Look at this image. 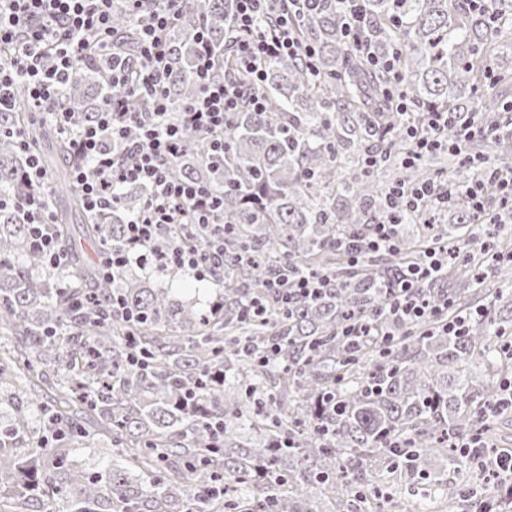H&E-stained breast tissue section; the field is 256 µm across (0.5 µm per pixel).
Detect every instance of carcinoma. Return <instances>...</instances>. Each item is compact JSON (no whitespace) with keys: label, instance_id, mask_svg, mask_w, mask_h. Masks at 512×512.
Instances as JSON below:
<instances>
[{"label":"carcinoma","instance_id":"obj_1","mask_svg":"<svg viewBox=\"0 0 512 512\" xmlns=\"http://www.w3.org/2000/svg\"><path fill=\"white\" fill-rule=\"evenodd\" d=\"M360 38L400 72L412 112L481 113L494 125L512 120V101L495 82L508 75L499 61L512 52V19L494 18L503 0H365ZM236 0H190L164 33L171 117L196 93L202 43L219 58L216 75L237 72L227 38ZM293 31L315 49L313 65L295 57L266 64L265 110L243 105L224 130V157H209L190 136L172 178L196 182L223 200L224 278L215 280L219 309H198L169 288H153L125 270L124 304L137 319L110 318L112 280L97 273L83 250L117 244L147 190L123 184L97 214L84 208L69 167L42 150L47 131L24 110L0 112V330L15 343L0 348V512H385L375 477L383 468L412 475L433 454L459 467L457 445L483 438L484 411L498 396L500 347L512 340V291L506 267L489 276L498 244L462 250L475 238L470 199L448 204L452 224H425L406 214L398 252L364 251L349 263L341 247L361 244L387 211L388 190L443 174L462 187L482 177L457 162L450 171L432 157L402 162L405 116L381 100L383 72L346 48L344 8L336 0L290 6ZM135 19L115 3L112 28L125 35ZM111 59L79 62L57 108L82 123L102 111L111 89ZM28 128L22 150L10 130ZM497 167L512 173V134L492 144ZM53 182L45 191L60 247L61 271L47 268L31 246L28 217L17 201L30 153ZM377 157L366 168L364 158ZM180 233L208 250L206 233ZM446 249L448 265L422 285L446 310L433 319L398 323L385 312L384 285L430 250ZM253 256L249 265L234 255ZM276 270L330 280L314 300L284 306L268 296ZM267 300L262 316L249 303ZM471 317L454 336L443 325ZM356 320L393 334L381 349L367 337L342 335ZM267 360L246 355L243 346ZM146 361L133 365V354ZM112 438V459L100 470L77 467L57 444L85 445L95 433ZM448 508L477 503L485 489L448 486Z\"/></svg>","mask_w":512,"mask_h":512}]
</instances>
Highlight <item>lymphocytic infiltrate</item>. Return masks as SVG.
Listing matches in <instances>:
<instances>
[{
  "label": "lymphocytic infiltrate",
  "instance_id": "obj_1",
  "mask_svg": "<svg viewBox=\"0 0 512 512\" xmlns=\"http://www.w3.org/2000/svg\"><path fill=\"white\" fill-rule=\"evenodd\" d=\"M112 2L0 0V48L9 50L6 57H0V112L16 109L11 90L16 83H24L27 110L49 116L70 143L72 177L87 211L95 212L111 204L115 184L138 183L149 189L144 207L126 224L121 244L102 248L98 260L101 277L114 278L121 269L137 263L151 275L180 270L200 281L218 278L224 274L223 235H214L205 253L182 237L174 238L166 254L159 256L152 250L154 240L171 235L176 224L216 225L223 207L207 188L173 180L169 165L185 153L191 133L207 141L211 155L223 154L224 128L230 114L245 101L256 111L264 106L259 93L265 80L264 63L299 54L310 58L314 51L297 41L284 14L279 17L276 35H254L260 16L272 11L276 0H236L232 51L248 76L247 82L234 77L215 78V57L210 51H203L197 66V93L172 122L167 118V44L163 33L185 0H165L166 9L145 15L140 12L142 0H127L131 11L139 15L140 64L136 67L113 52ZM102 54L112 57L107 77L112 96L92 123L81 124L70 113L58 110V94L74 63ZM143 87L151 90L154 109L148 113L131 111L129 99ZM453 121L452 113L428 112L419 124L408 125L407 162L442 147L467 162L471 159L468 144L473 138H493L498 134L497 127L474 119L462 125L456 140L443 142L437 131ZM132 125L139 126L142 135L129 143L125 131ZM455 192L447 181L394 187L388 195L387 217L375 225L366 241L367 249L399 250L395 227L402 215L435 205L447 206ZM23 208L34 248L44 255L51 269H62L67 256L57 244L53 222L41 196L26 197ZM439 265V257L429 254L422 265L409 269L390 284L386 289L388 311L403 319L437 313V306L419 295L418 289L436 274Z\"/></svg>",
  "mask_w": 512,
  "mask_h": 512
}]
</instances>
